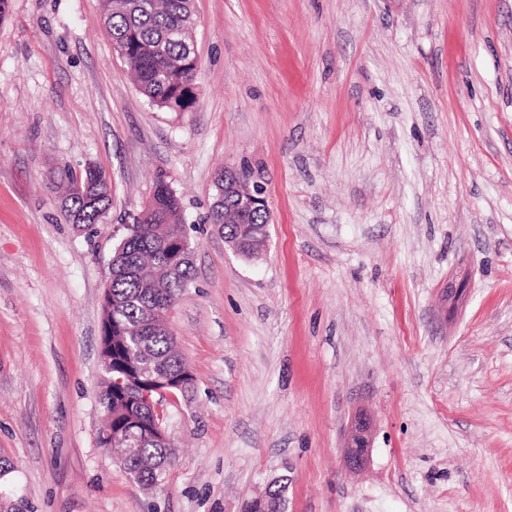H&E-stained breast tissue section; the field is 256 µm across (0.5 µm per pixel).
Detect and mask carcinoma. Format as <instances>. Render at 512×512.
<instances>
[{
    "label": "carcinoma",
    "mask_w": 512,
    "mask_h": 512,
    "mask_svg": "<svg viewBox=\"0 0 512 512\" xmlns=\"http://www.w3.org/2000/svg\"><path fill=\"white\" fill-rule=\"evenodd\" d=\"M192 0H102V20L118 55L134 75L139 92L148 103L164 112H186L197 95L189 85L196 82L192 29L188 17ZM53 181L61 191V208L71 224L91 230L103 223L111 205V183L105 172L87 166L80 172L59 168ZM155 211L139 224H129L127 233L113 251L111 311L103 312L105 332L125 337L112 354V370L105 371L101 400L112 399V429L127 423V401L139 404L150 425L165 423L163 402L150 374L134 381L130 397L120 395L113 381L135 376L131 358L179 374L187 367L176 349L168 326V301L176 299L193 284L192 263L178 258L183 247H195L189 232L183 242L164 231L165 224L182 223L180 199L165 181L155 185ZM266 213L257 208L239 219L219 218L218 233L242 251L259 243ZM141 435V456L120 460L125 473L146 490L159 488L176 458Z\"/></svg>",
    "instance_id": "carcinoma-1"
}]
</instances>
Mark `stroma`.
Listing matches in <instances>:
<instances>
[{
	"mask_svg": "<svg viewBox=\"0 0 512 512\" xmlns=\"http://www.w3.org/2000/svg\"><path fill=\"white\" fill-rule=\"evenodd\" d=\"M193 3L186 112L139 93L101 0L0 21V503L241 512L284 475L287 512H512V0ZM90 164L112 183L91 231L50 180ZM224 165L269 198L250 260L206 221ZM160 178L198 243L168 318L196 382L145 491L98 445L100 337L114 245ZM371 429V421L366 415L358 413L354 417L344 445L346 461L352 471H358L366 463Z\"/></svg>",
	"mask_w": 512,
	"mask_h": 512,
	"instance_id": "stroma-1",
	"label": "stroma"
}]
</instances>
